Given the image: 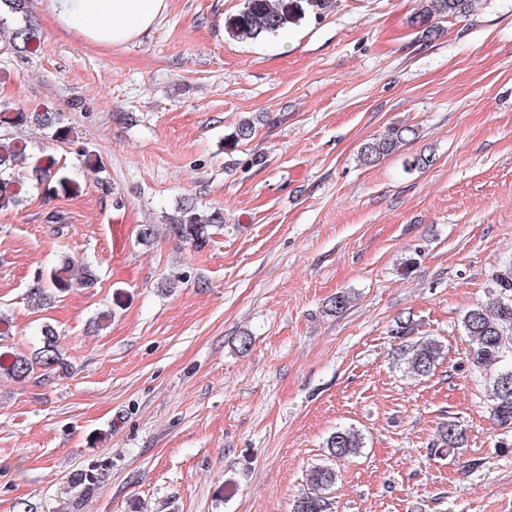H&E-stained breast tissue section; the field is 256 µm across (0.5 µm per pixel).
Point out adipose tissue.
Wrapping results in <instances>:
<instances>
[{
    "instance_id": "adipose-tissue-1",
    "label": "adipose tissue",
    "mask_w": 512,
    "mask_h": 512,
    "mask_svg": "<svg viewBox=\"0 0 512 512\" xmlns=\"http://www.w3.org/2000/svg\"><path fill=\"white\" fill-rule=\"evenodd\" d=\"M55 22L89 43L111 48L147 33L169 0H46Z\"/></svg>"
}]
</instances>
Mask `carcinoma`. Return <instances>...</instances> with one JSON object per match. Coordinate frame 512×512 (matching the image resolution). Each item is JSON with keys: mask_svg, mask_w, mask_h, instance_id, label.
Wrapping results in <instances>:
<instances>
[{"mask_svg": "<svg viewBox=\"0 0 512 512\" xmlns=\"http://www.w3.org/2000/svg\"><path fill=\"white\" fill-rule=\"evenodd\" d=\"M469 2L471 0H418L413 22L422 29L424 37L431 39L438 35V29L431 24L432 19L462 15L469 11ZM301 12L298 0H245L242 11L225 26V31L236 38L261 39L288 29L299 20ZM8 40L12 47L23 52L39 41V33L27 21L12 28ZM416 135L417 130L411 126H394L385 134L364 143L360 148V160L364 164L376 162ZM23 157V146L0 141L1 210L20 203L15 168ZM222 223L224 217L221 213L203 217L188 205L180 209L178 216L170 219L173 230L195 245L204 237L205 225ZM493 283L492 302L468 310L461 318V325L469 338V360L489 389L490 418L499 428L509 432L512 431V264L499 271ZM412 330L411 321L398 323L396 334L402 339L398 359L403 361L410 376L422 379L433 374L443 348L438 340L427 336L415 342L405 341ZM43 336V346L32 358L24 355L0 357V371L22 380L36 366L48 373L56 370L61 353L54 329L44 326ZM465 443V430L457 422L450 421L440 426L435 452L443 456L455 452ZM326 448V458L312 466L309 472L312 491L298 496L293 512H331L326 492L335 486L339 478L336 460L360 454L364 448V437L356 428H339L329 436Z\"/></svg>", "mask_w": 512, "mask_h": 512, "instance_id": "obj_1", "label": "carcinoma"}]
</instances>
